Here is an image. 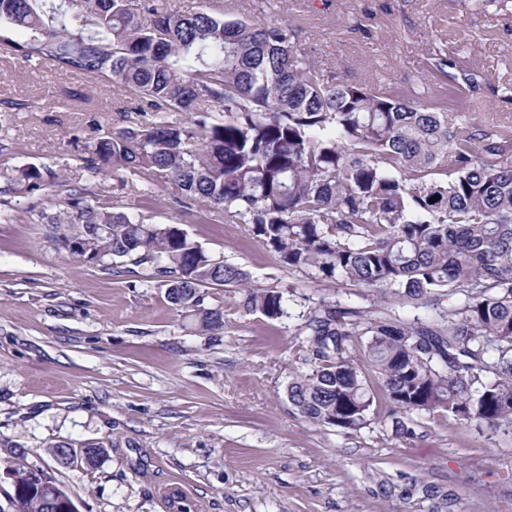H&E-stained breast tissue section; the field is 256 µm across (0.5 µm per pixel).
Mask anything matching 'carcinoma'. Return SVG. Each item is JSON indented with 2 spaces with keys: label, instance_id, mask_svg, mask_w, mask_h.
Here are the masks:
<instances>
[{
  "label": "carcinoma",
  "instance_id": "1",
  "mask_svg": "<svg viewBox=\"0 0 512 512\" xmlns=\"http://www.w3.org/2000/svg\"><path fill=\"white\" fill-rule=\"evenodd\" d=\"M297 32L214 2L180 13L154 0H0L1 52L138 101L128 126L84 148L87 170L139 177L144 197L162 172L181 197L246 225L284 267L380 296L368 310L321 299L301 315L302 370L287 393L304 421L366 427L372 376L397 435L421 413L511 430L512 131L461 122L444 99L329 76L299 53ZM430 66L455 80L447 56ZM15 182L57 193L44 220L58 249L109 274L139 269L173 306L177 288L199 295L189 308L199 332L224 329V305L205 304L204 288L237 289L247 314L286 313L284 292L252 288L176 224L94 200L51 170L20 169ZM407 307L424 317L406 318ZM9 504L46 512L35 491Z\"/></svg>",
  "mask_w": 512,
  "mask_h": 512
}]
</instances>
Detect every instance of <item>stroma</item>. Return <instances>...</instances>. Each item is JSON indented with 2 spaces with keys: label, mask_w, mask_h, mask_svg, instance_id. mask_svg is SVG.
I'll return each instance as SVG.
<instances>
[{
  "label": "stroma",
  "mask_w": 512,
  "mask_h": 512,
  "mask_svg": "<svg viewBox=\"0 0 512 512\" xmlns=\"http://www.w3.org/2000/svg\"><path fill=\"white\" fill-rule=\"evenodd\" d=\"M235 2L231 17L297 25L300 52L327 74L439 90L464 103L467 122L512 125V102L498 93L512 83V13L463 0ZM440 53L457 64L453 85L431 73ZM130 104L111 83L0 53V471H44L79 512H166L169 486L183 489L188 512H512V432L423 414L412 436L397 437L380 395L356 432L296 413L286 387L302 314L321 298L366 309L372 292L280 267L221 210L177 203L162 174L147 201L135 180L85 171L84 146L125 126ZM30 166L180 225L253 287L288 292L286 315L244 313L234 289L216 288L223 330H191L155 282L57 249L40 219L55 211L54 193L8 189ZM58 442L105 453L93 467L62 465Z\"/></svg>",
  "instance_id": "1"
}]
</instances>
